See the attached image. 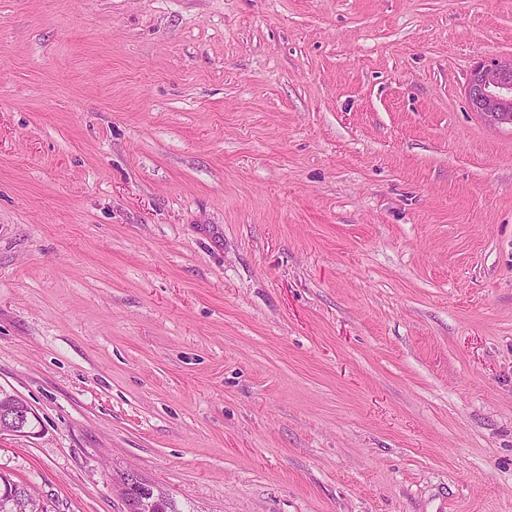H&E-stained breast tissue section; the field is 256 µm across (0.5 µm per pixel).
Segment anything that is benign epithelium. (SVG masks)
Wrapping results in <instances>:
<instances>
[{
	"instance_id": "1",
	"label": "benign epithelium",
	"mask_w": 512,
	"mask_h": 512,
	"mask_svg": "<svg viewBox=\"0 0 512 512\" xmlns=\"http://www.w3.org/2000/svg\"><path fill=\"white\" fill-rule=\"evenodd\" d=\"M466 97L472 111L494 124L512 125V59L480 64L470 73ZM130 503L155 505L166 499L164 491L129 473L122 484Z\"/></svg>"
}]
</instances>
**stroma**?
<instances>
[{
	"mask_svg": "<svg viewBox=\"0 0 512 512\" xmlns=\"http://www.w3.org/2000/svg\"><path fill=\"white\" fill-rule=\"evenodd\" d=\"M512 0H0V470L50 512H512ZM466 97L473 112L512 127V59L480 64L470 73ZM122 487L129 502L135 505H155L166 499L164 491L160 487L144 483L134 473H128L124 477ZM155 512H178V510L173 500L169 498L159 504Z\"/></svg>",
	"mask_w": 512,
	"mask_h": 512,
	"instance_id": "1",
	"label": "stroma"
}]
</instances>
